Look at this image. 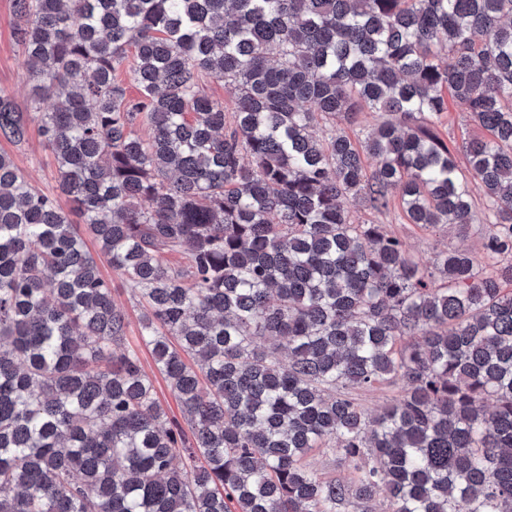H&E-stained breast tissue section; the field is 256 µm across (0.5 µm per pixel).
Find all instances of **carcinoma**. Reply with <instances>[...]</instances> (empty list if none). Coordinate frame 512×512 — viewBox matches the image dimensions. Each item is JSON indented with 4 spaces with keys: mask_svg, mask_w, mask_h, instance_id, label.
<instances>
[{
    "mask_svg": "<svg viewBox=\"0 0 512 512\" xmlns=\"http://www.w3.org/2000/svg\"><path fill=\"white\" fill-rule=\"evenodd\" d=\"M14 8L32 110L0 91V139L37 123L70 207L0 153V512H512V0ZM447 92L483 131L465 174L434 127ZM364 107L363 138L327 128ZM471 183L481 256L424 266L347 209L396 195L464 229ZM383 385L402 395L372 416L352 390ZM320 449L356 477L319 475ZM100 269L105 278L112 281V301L124 312L127 318L128 327L126 333V345L139 351L142 364L149 373L155 372L153 376V384L156 395L167 412L170 419H174L184 424L181 407L176 400L173 392L168 386L166 380L156 373L152 355L139 339L140 324L139 318L142 313V306L133 297L130 288H127L123 280L113 271L112 266L106 259L99 261Z\"/></svg>",
    "mask_w": 512,
    "mask_h": 512,
    "instance_id": "obj_1",
    "label": "carcinoma"
}]
</instances>
